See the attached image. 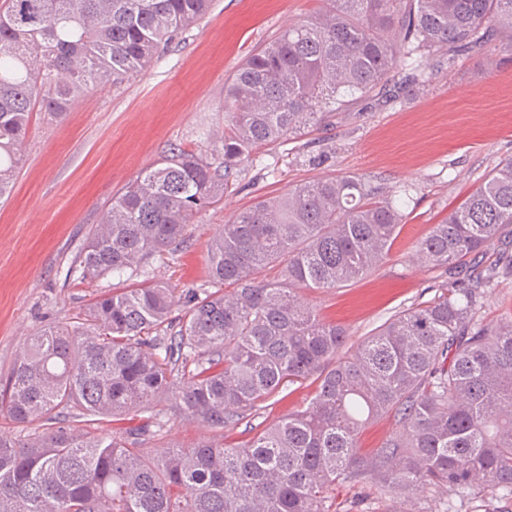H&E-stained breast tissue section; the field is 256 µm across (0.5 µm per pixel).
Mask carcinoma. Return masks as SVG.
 I'll return each mask as SVG.
<instances>
[{"label": "carcinoma", "instance_id": "carcinoma-1", "mask_svg": "<svg viewBox=\"0 0 512 512\" xmlns=\"http://www.w3.org/2000/svg\"><path fill=\"white\" fill-rule=\"evenodd\" d=\"M211 2L0 0V199L34 109L57 117L81 91L133 77ZM504 40L512 48V0H327L249 55L225 88L221 150L161 157L87 238L80 279L130 284L34 334L0 385V412L44 428L28 446L0 434V512H328L332 486L366 477L399 497L512 495V318H476L484 289L512 276V253L491 251L512 224L511 159L416 244L423 263L455 277L342 358L344 331L294 289L335 288L388 255L401 212L359 178L318 179L238 212L176 315L175 289L133 282L224 199L258 147L327 123L397 75L423 85L439 53L451 65ZM273 266L281 281L260 279ZM309 379L308 404L243 446L142 447L163 430L164 399L222 429ZM130 415L140 422L118 437L68 425ZM389 415L395 430L360 455L362 428Z\"/></svg>", "mask_w": 512, "mask_h": 512}]
</instances>
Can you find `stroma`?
<instances>
[{
  "label": "stroma",
  "instance_id": "1",
  "mask_svg": "<svg viewBox=\"0 0 512 512\" xmlns=\"http://www.w3.org/2000/svg\"><path fill=\"white\" fill-rule=\"evenodd\" d=\"M325 0H213L210 10L133 79L77 96L63 119L34 112L20 150L22 168L0 205V381L30 336L65 325L91 299L118 287L80 282L78 261L113 197L170 149L211 150L224 139V86L243 60ZM512 158V51L463 55L435 67L426 85L353 102L331 125L261 148L237 168L223 200L200 212L182 247L164 252L149 278L177 298L206 278L208 248L220 228L258 198L287 194L327 176H357L395 200L406 219L390 254L367 275L302 298L359 342L398 312L431 300L449 280L421 263L418 240ZM315 389L297 383L260 417L225 427L224 443L248 441ZM166 421L151 446L188 447L213 429L158 405ZM329 512H512V496L428 491L396 500L367 480L332 491Z\"/></svg>",
  "mask_w": 512,
  "mask_h": 512
}]
</instances>
